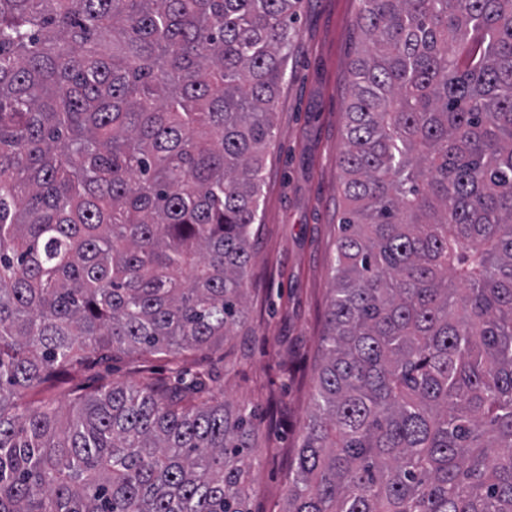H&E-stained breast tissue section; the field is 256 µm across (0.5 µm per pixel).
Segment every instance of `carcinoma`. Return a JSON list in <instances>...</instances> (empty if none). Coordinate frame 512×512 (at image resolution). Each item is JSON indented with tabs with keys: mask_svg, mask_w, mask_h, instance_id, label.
<instances>
[{
	"mask_svg": "<svg viewBox=\"0 0 512 512\" xmlns=\"http://www.w3.org/2000/svg\"><path fill=\"white\" fill-rule=\"evenodd\" d=\"M300 0H0V512H250L244 322ZM346 210L284 512H512V0H360ZM140 361V360H139ZM137 356L117 353L112 361L111 371H106L104 364H94L91 367L78 368L64 379L55 383L53 391L56 403L62 408L63 413L69 409L72 393L78 388L86 391L97 386L101 378L118 383H131L139 379L137 369L139 366Z\"/></svg>",
	"mask_w": 512,
	"mask_h": 512,
	"instance_id": "cac0c4a2",
	"label": "carcinoma"
}]
</instances>
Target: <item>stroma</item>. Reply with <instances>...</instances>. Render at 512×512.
Segmentation results:
<instances>
[{"label":"stroma","mask_w":512,"mask_h":512,"mask_svg":"<svg viewBox=\"0 0 512 512\" xmlns=\"http://www.w3.org/2000/svg\"><path fill=\"white\" fill-rule=\"evenodd\" d=\"M360 0H301L297 38L274 112L265 160L260 222L249 266L247 316L223 341L189 354L209 372L211 392L256 409L258 463L248 506L280 512L307 419L327 328L338 223L344 210V149L350 73L364 48ZM139 362L116 355L111 366L76 369L53 391L68 408L77 389L101 379L138 381Z\"/></svg>","instance_id":"stroma-1"}]
</instances>
